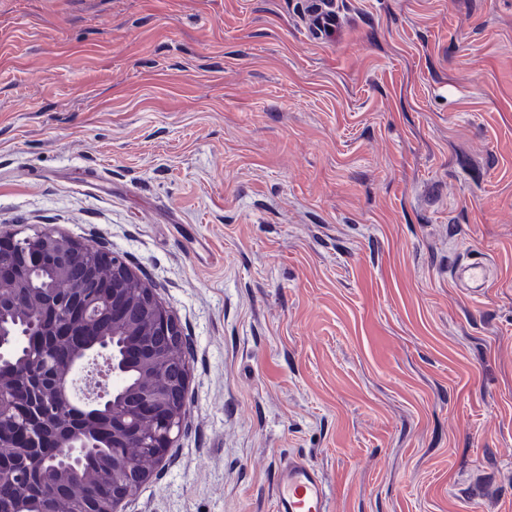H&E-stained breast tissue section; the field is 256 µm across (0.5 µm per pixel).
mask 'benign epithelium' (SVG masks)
I'll use <instances>...</instances> for the list:
<instances>
[{
    "mask_svg": "<svg viewBox=\"0 0 512 512\" xmlns=\"http://www.w3.org/2000/svg\"><path fill=\"white\" fill-rule=\"evenodd\" d=\"M55 310V329L67 351L61 357L11 317ZM186 337L153 288L120 253L47 230L16 238L0 234V437L15 448L53 440L59 461L73 462L97 446L105 430L95 423L112 415V456L94 474L57 469L39 497L17 494L8 512H89L108 491L106 512L122 504L153 476L184 428L189 367ZM143 371L129 386L127 373ZM46 381L48 410L23 415L27 379ZM31 482L23 460L0 459V497Z\"/></svg>",
    "mask_w": 512,
    "mask_h": 512,
    "instance_id": "7a95c632",
    "label": "benign epithelium"
}]
</instances>
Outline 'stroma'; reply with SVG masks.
<instances>
[{"label":"stroma","instance_id":"35a3bbf8","mask_svg":"<svg viewBox=\"0 0 512 512\" xmlns=\"http://www.w3.org/2000/svg\"><path fill=\"white\" fill-rule=\"evenodd\" d=\"M0 0V233L123 253L188 340L124 512H512V0ZM488 258L470 300L451 272ZM334 4L331 0H306L304 14L312 32L317 35L316 40L330 42L341 34L344 19L334 10ZM278 512H330L329 494L320 471L306 458L288 456L277 473Z\"/></svg>","mask_w":512,"mask_h":512}]
</instances>
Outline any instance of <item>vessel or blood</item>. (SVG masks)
<instances>
[{
	"mask_svg": "<svg viewBox=\"0 0 512 512\" xmlns=\"http://www.w3.org/2000/svg\"><path fill=\"white\" fill-rule=\"evenodd\" d=\"M309 26L318 39L332 41L344 27L343 17L334 9L333 0H306L304 11ZM456 282L471 297L483 296L488 283V266L481 259L458 265ZM277 512H329V494L320 471L306 458L284 459L277 473Z\"/></svg>",
	"mask_w": 512,
	"mask_h": 512,
	"instance_id": "obj_1",
	"label": "vessel or blood"
}]
</instances>
